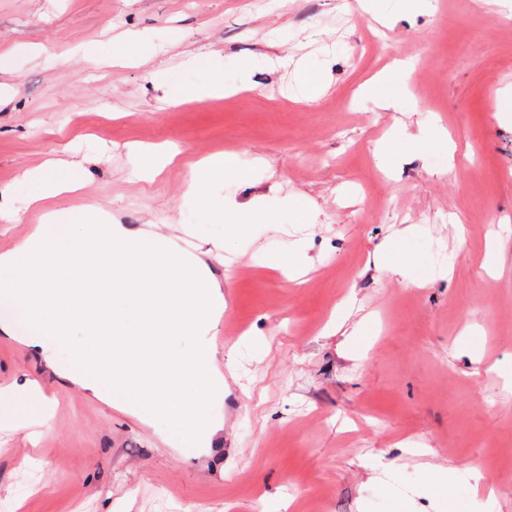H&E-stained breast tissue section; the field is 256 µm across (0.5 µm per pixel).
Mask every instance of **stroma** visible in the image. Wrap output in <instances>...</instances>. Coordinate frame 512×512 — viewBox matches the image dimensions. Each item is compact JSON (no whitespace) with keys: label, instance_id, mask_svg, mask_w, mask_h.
Segmentation results:
<instances>
[{"label":"stroma","instance_id":"1","mask_svg":"<svg viewBox=\"0 0 512 512\" xmlns=\"http://www.w3.org/2000/svg\"><path fill=\"white\" fill-rule=\"evenodd\" d=\"M433 5L0 0V199L24 207V172L61 159L80 187L49 208L184 236L224 297L212 333L231 378L210 407L222 430L192 448L84 389L65 348L0 331V387L41 395L0 410V512H485L487 487L512 512V7ZM217 68L227 95L197 99ZM435 126L449 146L377 164L383 142ZM163 146L174 161L139 176L134 153ZM225 151L244 177L209 187L218 207L269 209L242 235L188 193ZM292 203L312 224L295 228ZM286 247L297 288L260 264ZM396 252L420 286L390 271Z\"/></svg>","mask_w":512,"mask_h":512}]
</instances>
